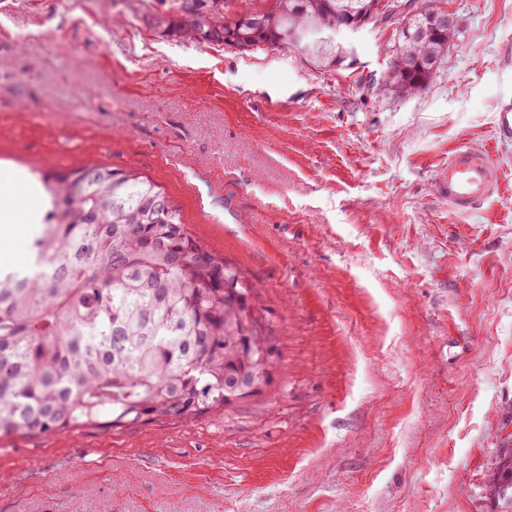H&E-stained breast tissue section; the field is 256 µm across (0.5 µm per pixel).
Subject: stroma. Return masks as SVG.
<instances>
[{
	"mask_svg": "<svg viewBox=\"0 0 512 512\" xmlns=\"http://www.w3.org/2000/svg\"><path fill=\"white\" fill-rule=\"evenodd\" d=\"M165 0H0V229L17 270L38 170L136 169L261 292L263 393L196 420L0 439V512H494L512 448V0H446L419 93L385 90L391 25L347 70L176 41ZM488 149L503 192L462 215L438 175Z\"/></svg>",
	"mask_w": 512,
	"mask_h": 512,
	"instance_id": "stroma-1",
	"label": "stroma"
}]
</instances>
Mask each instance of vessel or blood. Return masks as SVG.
<instances>
[{
    "label": "vessel or blood",
    "mask_w": 512,
    "mask_h": 512,
    "mask_svg": "<svg viewBox=\"0 0 512 512\" xmlns=\"http://www.w3.org/2000/svg\"><path fill=\"white\" fill-rule=\"evenodd\" d=\"M443 184L449 205L456 212L469 215L499 195L500 167L491 151L459 147L448 153Z\"/></svg>",
    "instance_id": "obj_1"
}]
</instances>
